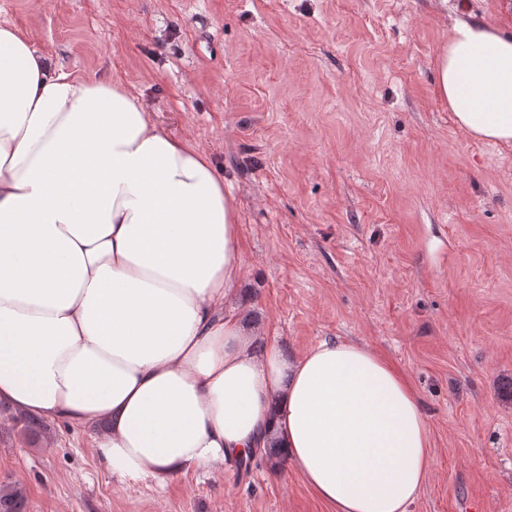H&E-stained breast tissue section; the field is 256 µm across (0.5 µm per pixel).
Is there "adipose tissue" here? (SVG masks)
<instances>
[{"instance_id": "1", "label": "adipose tissue", "mask_w": 512, "mask_h": 512, "mask_svg": "<svg viewBox=\"0 0 512 512\" xmlns=\"http://www.w3.org/2000/svg\"><path fill=\"white\" fill-rule=\"evenodd\" d=\"M438 92L511 145L512 37L455 20ZM240 273L208 156L0 25V400L97 427L126 484L161 491L274 443L335 512H408L432 448L407 377L358 342L258 343L228 302Z\"/></svg>"}]
</instances>
